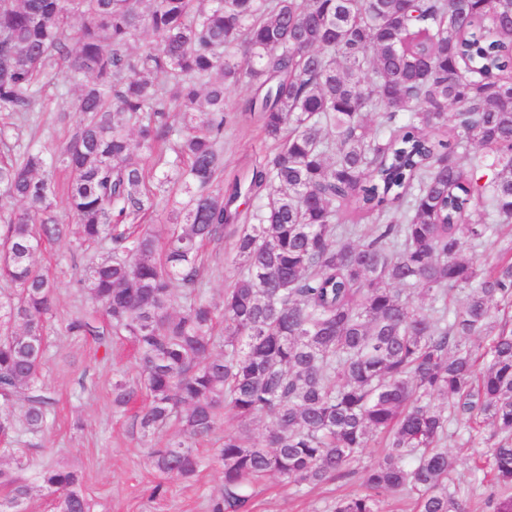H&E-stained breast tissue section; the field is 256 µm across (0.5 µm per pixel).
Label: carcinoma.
<instances>
[{
    "label": "carcinoma",
    "mask_w": 512,
    "mask_h": 512,
    "mask_svg": "<svg viewBox=\"0 0 512 512\" xmlns=\"http://www.w3.org/2000/svg\"><path fill=\"white\" fill-rule=\"evenodd\" d=\"M145 31L154 41L132 53ZM63 78L79 120L59 154L0 161V452L14 461L0 512L36 496L91 512L79 470L27 479L12 446L17 422L40 440L54 413L56 285L34 255L61 239L111 245L78 280L106 328L79 315L67 331L133 345L136 379L113 375L112 407L138 405L144 435L175 429L147 449L151 467L195 478L197 442L224 429L207 512H253L269 479L354 478L332 512H388L395 497L412 512H512V319L498 317L512 245L469 253L512 224V0H0V112L27 120ZM241 83L278 152L226 182L224 90ZM446 126L451 142L427 134ZM57 166L73 224L56 212ZM177 193L169 223H137ZM351 205L369 231L342 222ZM225 234L238 275L219 309L199 251ZM228 410L261 440L223 425ZM454 422L462 445L487 449L467 491L442 447ZM375 438L386 452L364 465Z\"/></svg>",
    "instance_id": "obj_1"
}]
</instances>
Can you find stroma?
Listing matches in <instances>:
<instances>
[{"label": "stroma", "mask_w": 512, "mask_h": 512, "mask_svg": "<svg viewBox=\"0 0 512 512\" xmlns=\"http://www.w3.org/2000/svg\"><path fill=\"white\" fill-rule=\"evenodd\" d=\"M250 95L251 90L244 83L224 94L229 113L224 127V172L228 175L273 151L259 129L240 113ZM76 96L73 90L64 93L48 87L43 94V111L33 113L22 126L16 125L11 115L0 113V127L8 130L11 139L30 141L46 154H56L74 131ZM108 250L104 242L81 249L64 240L45 244L36 255L38 266L58 284L43 366L44 382L56 404L45 446L29 447L28 435L22 431L16 434L19 443L28 447L23 474L32 476L49 459L76 467L84 475L92 512H206L207 499L222 484L219 465L207 462L189 482L168 479L166 496L152 498L150 490L159 475L142 453L150 440L132 431L131 413L112 410V365L104 361L103 355L112 352L129 370L134 362L132 347L113 343L104 348L93 339L78 338L66 331L73 317L90 309L77 279L86 264L106 255ZM202 260L204 296L214 306H221L225 288L238 273L233 263L232 239L224 236L206 242ZM349 489V484L339 482L299 496L293 486L270 481L258 490L255 512H330L336 496Z\"/></svg>", "instance_id": "stroma-1"}]
</instances>
